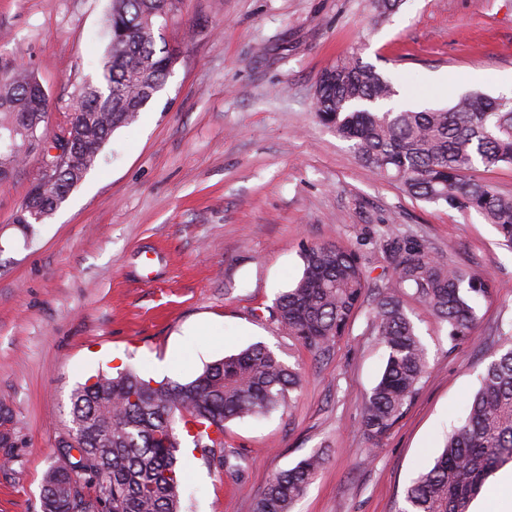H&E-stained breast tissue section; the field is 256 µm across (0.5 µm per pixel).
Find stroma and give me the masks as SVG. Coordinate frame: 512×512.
<instances>
[{
	"label": "stroma",
	"mask_w": 512,
	"mask_h": 512,
	"mask_svg": "<svg viewBox=\"0 0 512 512\" xmlns=\"http://www.w3.org/2000/svg\"><path fill=\"white\" fill-rule=\"evenodd\" d=\"M109 6L0 0V71L34 70L50 125L100 78ZM156 44L181 52L166 83L34 237L14 217L41 156L0 185V512H41L71 394L87 380L132 369L185 382L257 342L298 369L302 389L268 418L226 423L242 477L180 455L183 512H253L274 475L315 452L324 465L292 512H397L512 331V247L477 213L417 200L364 166L318 118L316 84L354 55L391 79L400 109L510 97L512 0H403L382 20L371 0H178ZM385 226L483 275L491 294L454 346L404 296L431 374L374 444L361 407L384 350L364 319L319 356L267 309L310 244L351 247L371 277L389 276Z\"/></svg>",
	"instance_id": "stroma-1"
}]
</instances>
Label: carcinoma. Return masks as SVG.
Returning <instances> with one entry per match:
<instances>
[{
    "label": "carcinoma",
    "mask_w": 512,
    "mask_h": 512,
    "mask_svg": "<svg viewBox=\"0 0 512 512\" xmlns=\"http://www.w3.org/2000/svg\"><path fill=\"white\" fill-rule=\"evenodd\" d=\"M177 0H111L101 60L102 80L85 83L63 125L45 129L48 99L28 67L0 77V160L17 167L34 136L44 151L69 141L78 162L56 164L26 201L45 211L69 195L96 166L114 131L132 125L172 71L174 53L155 48V25ZM396 95L374 66L355 57L336 62L315 91L314 109L357 158L381 177L430 204L474 211L512 246V196L474 178L476 164L512 166V100L471 93L437 109L384 110ZM392 275L372 285L358 251L338 244L303 247L299 278L268 308L269 318L318 355L329 352L351 320L385 352V366L367 395L360 426L380 441L404 415L430 369L428 351L401 299L406 289L447 325L451 343L471 335L478 302L489 294L476 272L444 264L422 243L381 234ZM373 293L374 305L363 303ZM300 374L256 343L207 364L192 380L152 385L133 370L100 375L71 395L70 426L59 437L46 473L41 512H182L178 454L184 440L209 463L236 475L241 455L219 434L230 420L265 418L292 401ZM324 458L313 453L280 472L254 512H292ZM512 465V336L479 373V388L434 464L406 488L399 512H469L487 479Z\"/></svg>",
    "instance_id": "cac0c4a2"
}]
</instances>
